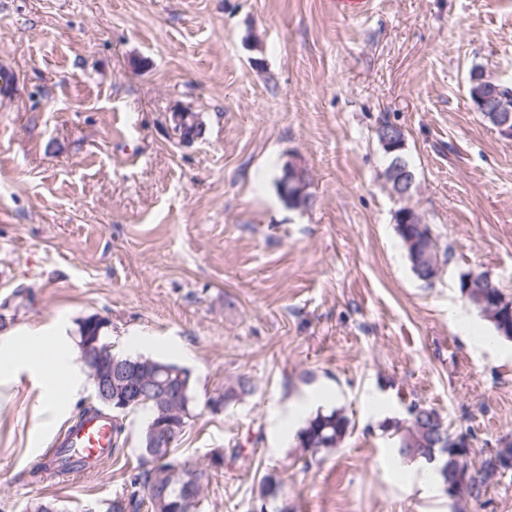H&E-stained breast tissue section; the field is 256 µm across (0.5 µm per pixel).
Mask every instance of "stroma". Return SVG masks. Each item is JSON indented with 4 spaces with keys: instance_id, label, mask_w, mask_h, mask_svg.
Here are the masks:
<instances>
[{
    "instance_id": "stroma-1",
    "label": "stroma",
    "mask_w": 512,
    "mask_h": 512,
    "mask_svg": "<svg viewBox=\"0 0 512 512\" xmlns=\"http://www.w3.org/2000/svg\"><path fill=\"white\" fill-rule=\"evenodd\" d=\"M477 65L512 83V0H371L356 19L329 0H0V338L39 327L40 355L53 337L74 353L97 316L114 352L188 368L176 455L242 450L202 512H248L265 474L288 512H512V471L454 503L380 428L419 401L476 457L512 441V340L458 288L485 271L512 296V140L470 103ZM180 109L202 139L170 134ZM386 122L416 175L405 201L379 177ZM291 159L309 207L277 192ZM406 205L448 247L430 286L396 230ZM241 375L253 394L211 411ZM47 383L0 376V512H94L139 466L142 411L111 458L32 477L96 405L85 377L47 415ZM333 408L351 435L302 455L307 414Z\"/></svg>"
}]
</instances>
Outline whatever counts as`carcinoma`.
<instances>
[{
  "label": "carcinoma",
  "mask_w": 512,
  "mask_h": 512,
  "mask_svg": "<svg viewBox=\"0 0 512 512\" xmlns=\"http://www.w3.org/2000/svg\"><path fill=\"white\" fill-rule=\"evenodd\" d=\"M512 93V87L500 81L492 83H469V95L479 94L488 100ZM389 163L381 172L385 183H390L391 170L410 169L403 152L384 151ZM397 232L406 250L411 270L425 283L433 282L448 259V249L441 246L427 224H399ZM458 288L470 306L482 314H494L496 322L493 328L497 337L512 339V298H508L499 283L485 272L472 274L466 272L459 277ZM105 322L99 317H88L79 324L78 338L96 336L99 346L107 350L106 356L114 355L110 343L104 340ZM142 367L148 372L166 369L174 372L178 379L180 396L172 400L176 412L175 431L170 426L159 429V438L174 437V433H183L193 417V376L191 371L178 364L150 358L139 357ZM253 393L250 380L241 375L236 381L225 387L224 392L207 401L214 410L224 407L233 400H240ZM385 431L395 445L399 456L403 458L434 459L438 464V473L448 499L462 498L465 493L478 492L500 472L512 470V443L506 442L488 457L476 464L470 461V446L462 443L460 437L449 432L448 423L432 407L412 403L408 407V417L402 421L383 424ZM351 429V420L341 411H318L305 421L297 433V447L305 452L316 453L339 447ZM173 448H156L154 455L142 454L140 468L129 478V486L122 495L107 503L104 512H140L147 507L150 512H201L203 498V479L205 472L186 462L172 457ZM86 466L82 453L77 448L60 446L53 452L49 462L43 463L32 471L36 475L53 469L59 473L70 472L77 467ZM282 487L272 475L264 476L258 486V495L252 512H287L275 507L281 496Z\"/></svg>",
  "instance_id": "1"
}]
</instances>
